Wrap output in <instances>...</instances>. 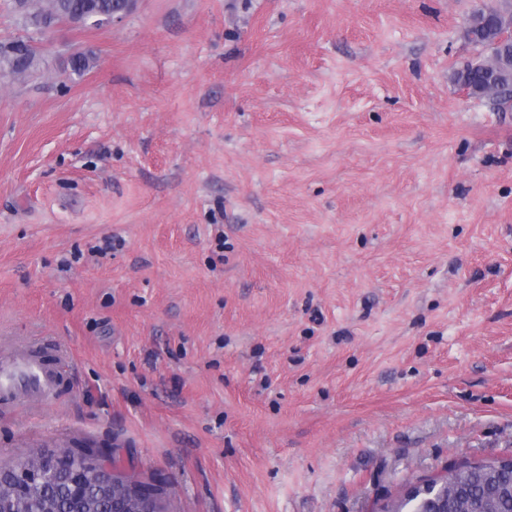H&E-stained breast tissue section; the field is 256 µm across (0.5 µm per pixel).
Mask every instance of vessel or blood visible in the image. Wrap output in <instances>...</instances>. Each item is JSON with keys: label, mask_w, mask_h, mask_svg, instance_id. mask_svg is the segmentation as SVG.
Here are the masks:
<instances>
[{"label": "vessel or blood", "mask_w": 512, "mask_h": 512, "mask_svg": "<svg viewBox=\"0 0 512 512\" xmlns=\"http://www.w3.org/2000/svg\"><path fill=\"white\" fill-rule=\"evenodd\" d=\"M67 358L49 365L31 341L0 345V403L23 410L49 402L63 380Z\"/></svg>", "instance_id": "1"}]
</instances>
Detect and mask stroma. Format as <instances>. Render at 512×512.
I'll return each mask as SVG.
<instances>
[{
	"label": "stroma",
	"mask_w": 512,
	"mask_h": 512,
	"mask_svg": "<svg viewBox=\"0 0 512 512\" xmlns=\"http://www.w3.org/2000/svg\"><path fill=\"white\" fill-rule=\"evenodd\" d=\"M474 0H138L0 78V341L73 369L0 465L90 443L173 512H376L512 456V112ZM92 57L82 77L68 58ZM508 14L512 20L511 0H481L474 6L465 37L481 52L474 61H467L452 75L456 85L467 88L473 97L489 99L497 112L512 110V69L510 67L507 73L491 70L484 61L491 56V46L495 44Z\"/></svg>",
	"instance_id": "obj_1"
}]
</instances>
